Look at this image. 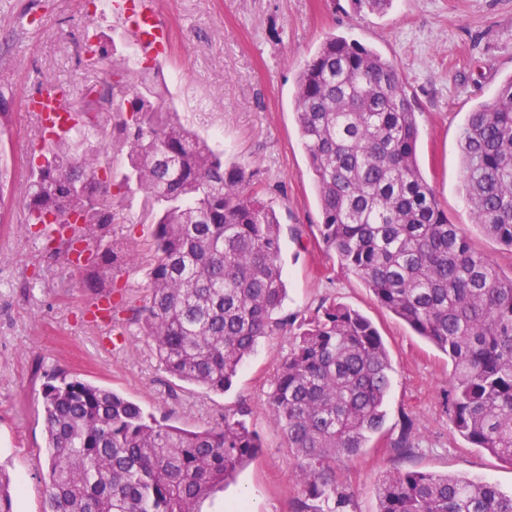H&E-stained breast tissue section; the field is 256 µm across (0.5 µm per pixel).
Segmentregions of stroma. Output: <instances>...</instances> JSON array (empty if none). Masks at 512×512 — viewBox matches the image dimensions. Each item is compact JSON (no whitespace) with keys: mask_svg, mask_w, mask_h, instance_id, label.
<instances>
[{"mask_svg":"<svg viewBox=\"0 0 512 512\" xmlns=\"http://www.w3.org/2000/svg\"><path fill=\"white\" fill-rule=\"evenodd\" d=\"M172 43L166 56L142 52L114 27L108 0H0V160L9 191L0 201V470L12 480L15 512H42L46 458L41 391L63 369L109 387L144 413L197 430L225 409L247 407L263 448L235 482L205 501L202 512H225L246 501L250 512H291L298 487L288 442L267 403L270 381L292 338H264L232 387L213 394L173 379L137 326L113 339L85 312L88 268L69 265L26 232L28 164L38 155L40 128L26 98L45 83L73 96L108 77L87 67L96 48L88 27L112 30L124 55L149 63L182 121L210 138L225 167L243 168L277 212L288 296L282 315L301 319L322 301L343 303L379 330L392 363L385 422L369 448L336 463L349 503L345 512H377L376 486L409 468L485 479L512 490V465L466 442L448 421L452 367L447 356L383 308L355 274L326 251L314 177L296 123V75L327 34L378 50L398 65L417 112L419 159L449 219L477 251L512 270V252L472 224L462 191L459 132L468 112L492 102L512 75V0H392L381 12L354 0H157ZM150 225L130 197L109 232L117 287L135 304L146 295L153 261ZM416 427L410 457L393 446L404 416Z\"/></svg>","mask_w":512,"mask_h":512,"instance_id":"stroma-1","label":"stroma"}]
</instances>
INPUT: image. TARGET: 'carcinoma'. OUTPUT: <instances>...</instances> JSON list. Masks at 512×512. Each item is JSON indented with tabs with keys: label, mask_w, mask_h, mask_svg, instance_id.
Segmentation results:
<instances>
[{
	"label": "carcinoma",
	"mask_w": 512,
	"mask_h": 512,
	"mask_svg": "<svg viewBox=\"0 0 512 512\" xmlns=\"http://www.w3.org/2000/svg\"><path fill=\"white\" fill-rule=\"evenodd\" d=\"M111 80L67 106L63 136L42 130L26 189L28 232L70 253L85 244L97 282L112 280L106 228L126 194L141 195L154 259L147 301L110 300L115 322L141 324L170 376L222 394L259 341L288 328L280 224L241 168L166 105L151 67L131 72L97 33ZM298 131L314 176L322 243L376 301L448 356V420L473 447L512 465V273L478 252L424 178L404 78L378 51L327 35L296 77ZM125 151L116 179L101 143ZM459 148L472 224L512 252V76L468 113ZM268 393L292 450V512H340L336 459L354 457L383 425L392 365L375 326L321 303L293 328ZM48 457L42 512H201L262 444L240 407L205 430L145 415L116 392L63 370L42 393ZM413 421L393 442L411 453ZM378 512H512V493L448 473L396 470L377 485ZM0 512H13L0 470Z\"/></svg>",
	"instance_id": "cac0c4a2"
}]
</instances>
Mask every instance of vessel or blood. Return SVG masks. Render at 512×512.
<instances>
[{"label": "vessel or blood", "instance_id": "obj_1", "mask_svg": "<svg viewBox=\"0 0 512 512\" xmlns=\"http://www.w3.org/2000/svg\"><path fill=\"white\" fill-rule=\"evenodd\" d=\"M112 14L145 50L156 56L166 54L169 34L158 17L156 0H112ZM60 100V93L38 92L27 98L26 109L38 113L49 129L63 132L72 127L73 120Z\"/></svg>", "mask_w": 512, "mask_h": 512}]
</instances>
